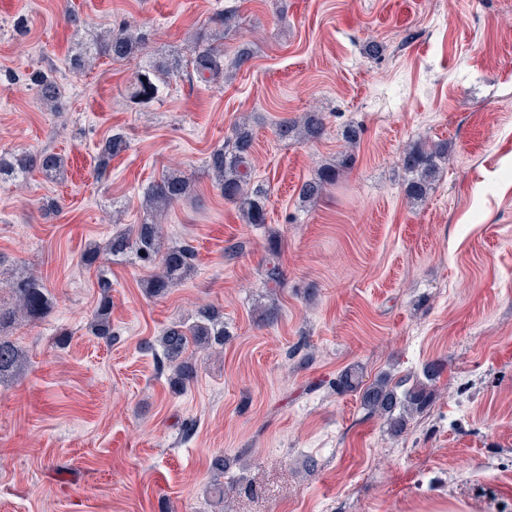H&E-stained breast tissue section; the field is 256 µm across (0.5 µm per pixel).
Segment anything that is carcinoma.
<instances>
[{
  "instance_id": "obj_1",
  "label": "carcinoma",
  "mask_w": 512,
  "mask_h": 512,
  "mask_svg": "<svg viewBox=\"0 0 512 512\" xmlns=\"http://www.w3.org/2000/svg\"><path fill=\"white\" fill-rule=\"evenodd\" d=\"M237 28V11L226 8L215 12L209 19V26L200 30L193 38L188 55L177 53L161 57L140 72L130 92V98L149 102L160 94L158 82L162 78L180 75L191 67L199 79L221 84L226 73L238 69L251 58L249 46H242L237 55L226 61L224 44L226 38ZM148 40L147 33L129 24L108 29L96 37L89 46L79 47L71 57L75 70L86 68L94 57H108L115 61L126 60L139 52ZM33 84L38 88L40 98L54 112L65 110L64 94L57 80L49 73L37 70L32 73ZM325 132L322 113L308 112L297 119L279 122L277 135L282 140L313 141ZM126 141L119 135L102 140L97 147V171L106 169L112 157L124 151ZM253 147V135L245 123H237L232 137L223 146L214 149L206 160V170L212 175L215 185L224 196V201L237 208L240 218L247 224L260 225L266 222V203L269 188L251 178L249 157ZM448 160V150L441 144H415L406 148L401 156V166L408 176L406 196L412 202L422 201L431 189L442 164ZM353 155L345 152L336 159V166L323 174L304 181L299 187L298 198L314 202L321 198L328 187L336 181V172L351 167ZM34 170L40 171L50 181L64 176L65 165L62 157L53 152H0V181L21 183ZM190 184L184 177L169 172L153 183L144 198L145 209L151 219L116 233L105 245L89 247L83 261L91 266L100 254L123 262L133 256L145 265L159 269L145 283V291L151 296H161L187 278L194 269V252L187 246H166L162 244L160 216L187 194ZM264 283L275 291L284 282V271L278 257L276 243L269 245V256L263 268ZM99 304L90 316L89 329L100 338H112V281L104 273L99 274ZM14 302L6 305L0 302V331L11 323L32 324L45 318L51 311L52 302L40 277L33 274L17 280L12 288ZM229 336L224 324V314L213 307H203L196 313V320L190 325L175 324L167 328L158 342L162 348V367L171 370L169 383L173 390L186 389L196 377V366L184 358L188 348L199 352L221 353ZM23 361V350L12 340L0 335V380L17 374ZM442 367L436 362L427 364L422 378L409 389L398 392L392 375L384 373L372 383L363 382L362 373L356 368L344 370L330 384L338 393L356 392L361 407L370 417L384 420L388 430L395 436L402 435L414 414L428 406L431 392L429 383L439 378ZM230 469L229 460L218 454L212 462L215 474V490L218 502L237 491L236 485H224L220 478Z\"/></svg>"
}]
</instances>
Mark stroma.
<instances>
[{
	"mask_svg": "<svg viewBox=\"0 0 512 512\" xmlns=\"http://www.w3.org/2000/svg\"><path fill=\"white\" fill-rule=\"evenodd\" d=\"M239 27L224 40L253 52L233 78L173 79L154 101L129 90L141 67L183 49L224 7ZM80 26H72L68 13ZM27 17V33L15 28ZM149 35L146 50L99 58L75 74L78 43L108 25ZM384 45L371 59L363 47ZM54 70L66 112H51L28 75ZM512 0H0V150L60 154L65 178L0 182V298L41 276L53 307L7 327L22 370L0 381V512H218L210 461L239 459L252 483L229 512H429L457 500L512 512ZM321 112L326 131L297 144L276 124ZM254 136L252 167L270 193L265 224L243 223L205 160L239 121ZM360 128L351 169L329 193L298 189ZM127 147L95 171L112 133ZM444 142L448 165L410 204L399 158L415 141ZM191 180L164 236L196 251L168 294L142 284L152 267L110 265L113 341L88 320L99 302L91 243L144 218L163 174ZM284 283L276 318L262 265L270 238ZM243 251L228 258L224 249ZM220 308L231 337L195 355L197 377L172 392L157 339ZM442 364L433 402L391 435L358 395L330 384L349 367L364 382L405 379Z\"/></svg>",
	"mask_w": 512,
	"mask_h": 512,
	"instance_id": "1",
	"label": "stroma"
}]
</instances>
